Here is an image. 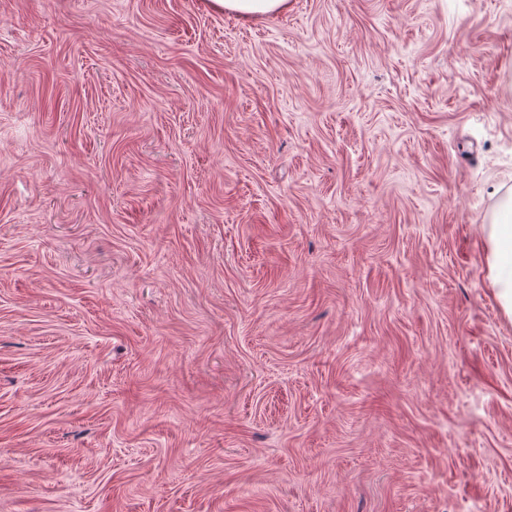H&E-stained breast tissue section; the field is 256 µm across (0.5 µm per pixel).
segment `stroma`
Returning <instances> with one entry per match:
<instances>
[{
	"instance_id": "35a3bbf8",
	"label": "stroma",
	"mask_w": 512,
	"mask_h": 512,
	"mask_svg": "<svg viewBox=\"0 0 512 512\" xmlns=\"http://www.w3.org/2000/svg\"><path fill=\"white\" fill-rule=\"evenodd\" d=\"M512 0H0V512H512ZM218 11H226L244 18L270 16L288 7V0H211ZM489 274L503 309L512 315V193L498 204L489 224Z\"/></svg>"
}]
</instances>
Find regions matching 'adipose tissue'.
<instances>
[{
	"instance_id": "1",
	"label": "adipose tissue",
	"mask_w": 512,
	"mask_h": 512,
	"mask_svg": "<svg viewBox=\"0 0 512 512\" xmlns=\"http://www.w3.org/2000/svg\"><path fill=\"white\" fill-rule=\"evenodd\" d=\"M489 274L503 309L512 315V193L499 203L489 226Z\"/></svg>"
}]
</instances>
